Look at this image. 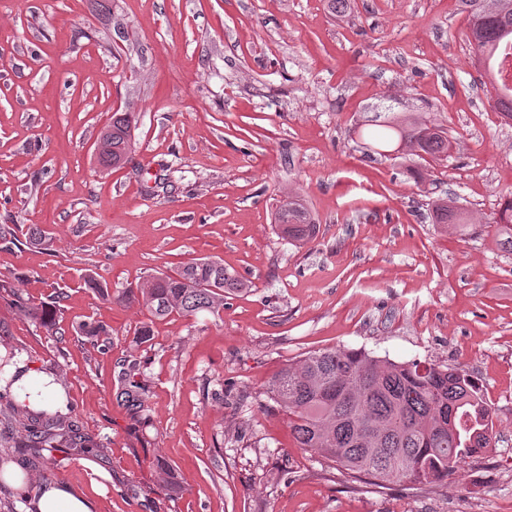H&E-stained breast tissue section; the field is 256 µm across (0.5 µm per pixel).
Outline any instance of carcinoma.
<instances>
[{
	"label": "carcinoma",
	"instance_id": "cac0c4a2",
	"mask_svg": "<svg viewBox=\"0 0 512 512\" xmlns=\"http://www.w3.org/2000/svg\"><path fill=\"white\" fill-rule=\"evenodd\" d=\"M469 20L468 41L484 69L494 95L491 107L512 121V94L502 96V74L489 65L500 51L512 54V0H458ZM139 117L134 112H114L98 139L97 162L105 170L123 167L131 157ZM376 145L403 144L402 154L448 159L447 132L410 117L394 115L374 135ZM436 224H462L463 212L453 197L432 202ZM493 223L512 247V197L505 199ZM281 236L294 245L308 243L316 234L315 219L302 199H294L275 213ZM88 282L105 301L144 306L154 319L176 313L193 316L224 308V300L244 291L245 283L224 262L193 258L175 273L150 274L134 288L112 294L89 274ZM63 293L51 302L17 299L23 315L47 332L59 330ZM73 331L92 344L107 347L111 330L99 321H82ZM15 353L0 358V414L9 418L23 413L30 423L21 431V447L35 465L45 464L42 477L52 471L48 453L68 448L80 454L103 451V446L59 411L43 408L31 413L18 407L11 394L17 376H6ZM120 387L116 400L136 418L146 402L143 365L137 360L118 362ZM267 398L291 417L289 428L299 447L319 454L349 471L354 479L366 478L378 487L403 482L411 487L443 484L467 460L491 447L484 439L467 444L475 431L491 433L493 409L474 379L458 368L411 360L395 362L370 356L361 349L332 348L308 352L298 363L282 369L266 391ZM454 411L448 421V411Z\"/></svg>",
	"mask_w": 512,
	"mask_h": 512
}]
</instances>
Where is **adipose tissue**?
<instances>
[{
  "label": "adipose tissue",
  "mask_w": 512,
  "mask_h": 512,
  "mask_svg": "<svg viewBox=\"0 0 512 512\" xmlns=\"http://www.w3.org/2000/svg\"><path fill=\"white\" fill-rule=\"evenodd\" d=\"M17 366L21 371L16 392L19 401L33 406L50 401L56 407H63L66 397L61 382L56 381L53 375L32 369L26 360H19ZM82 465L88 479V486L84 489L59 483L44 486L33 493L23 474L16 470L1 472L0 481L26 501L27 512H98L97 499L105 490L101 481L103 472L91 460H83Z\"/></svg>",
  "instance_id": "1"
}]
</instances>
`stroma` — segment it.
Instances as JSON below:
<instances>
[{"label": "stroma", "instance_id": "35a3bbf8", "mask_svg": "<svg viewBox=\"0 0 512 512\" xmlns=\"http://www.w3.org/2000/svg\"><path fill=\"white\" fill-rule=\"evenodd\" d=\"M467 32L456 0H112L108 26L89 0H0V224L50 237L0 247V352L61 379L69 417L104 445L100 512H512V250L490 222L512 191V123ZM118 110L139 115L136 148L106 172L95 144ZM399 112L447 132V162L373 152L368 132ZM445 194L468 225L433 223ZM295 196L319 226L300 248L273 223ZM203 256L248 292L155 321L146 341L145 309L85 283L117 292ZM58 289L52 336L14 298ZM84 320L111 327L108 354L73 332ZM334 347L463 369L493 408V447L419 489L297 447L266 390ZM127 357L144 366L138 420L114 398Z\"/></svg>", "mask_w": 512, "mask_h": 512}]
</instances>
